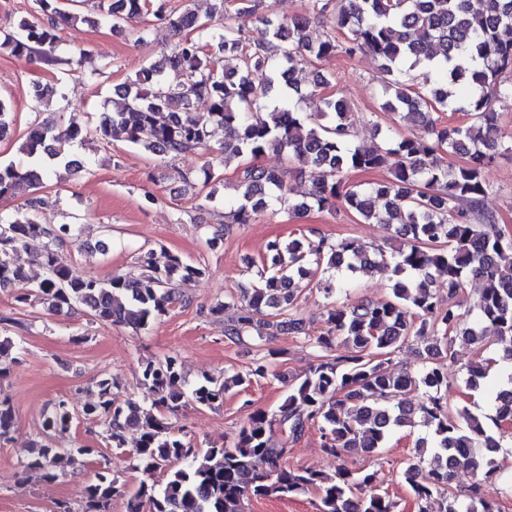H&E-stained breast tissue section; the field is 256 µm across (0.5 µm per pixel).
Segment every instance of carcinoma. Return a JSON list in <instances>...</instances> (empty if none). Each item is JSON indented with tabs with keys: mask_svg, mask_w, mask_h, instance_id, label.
Returning a JSON list of instances; mask_svg holds the SVG:
<instances>
[{
	"mask_svg": "<svg viewBox=\"0 0 512 512\" xmlns=\"http://www.w3.org/2000/svg\"><path fill=\"white\" fill-rule=\"evenodd\" d=\"M335 27L347 34L340 42L327 35L313 41L306 21L273 23L260 17L259 37L224 21V0L211 12L197 14L167 7L166 0H96L95 17L121 29L129 20L151 15L179 36L175 48L118 86L123 107L104 112L94 128L70 119L57 130L33 127L22 146L26 160L0 165V200L27 196L24 205L0 216V288H12L19 303L38 301L62 311L79 306L94 319L134 331L147 328L175 304H187L183 286L205 274L200 264L172 254L160 265L151 249L141 250L134 271L101 280L76 277L56 263L53 246L78 237L72 224L40 220L46 200L39 196L54 165L74 174L85 166L70 158L71 148L93 131L104 144L119 134L151 154L172 159L209 157L184 181L194 178L206 189L221 179V167L232 160L259 158L269 149L283 152L288 162L311 168L309 199L286 197L285 169L246 163L238 174V198L230 207L232 222L254 224L276 206L300 215L312 208L337 204L364 222L376 221L407 240L388 255L369 252L356 241H333L314 230L300 238L269 242L260 259L259 282L241 290L236 314L225 335L238 341L277 329L298 332L299 297L303 280L317 281L327 295L350 287L349 276L385 267L396 277L391 297L336 305L327 310L325 328L315 339L323 351L301 377L275 373L286 387L277 410L249 414L228 446L196 448L161 413L176 414L185 403L213 408L226 393L269 375L258 358L245 373L205 382L188 389L178 360L168 356L149 363L140 380L143 395L119 403L112 383L99 382L98 400L80 415L102 422L107 439L123 446L128 429L140 431L130 450L134 467L146 474L166 473L165 481L141 483L127 492L108 473L99 472L86 487L85 512H101L112 498L127 496L126 512H244V500L255 497L292 498L317 492L318 512H397L398 503L375 488L374 474L356 466L384 447L397 429L425 427L417 441L416 462L402 473L419 512H497L481 486L467 499L449 496L450 481L460 469L491 474L501 444L479 417L448 407V360L453 341L461 338L489 349L487 363L467 368V386L485 392L497 426L512 424V372L489 380L493 362L512 363V238L483 209L488 194L485 168L502 147L499 115L493 102L512 95V0H339ZM76 19L61 0H35L34 12L17 31L0 40V53L18 59L39 56L53 60L59 26ZM370 53L378 63L386 97L382 109L405 123L420 125L428 138H389V147L354 144L350 140V108L338 96L324 98V108L303 115L297 101L304 97L295 82L301 64L312 65L336 53ZM205 101L208 111H196ZM266 111L267 118L252 119ZM470 117L467 124L442 121L443 112ZM167 113L163 122L157 119ZM231 128L235 139L215 146L211 129ZM460 154L465 161L444 167L438 154ZM397 157L390 178L350 184V172H368ZM42 238L38 254L44 277L33 283L17 258L28 242ZM484 281L477 300L466 307L460 299L465 283ZM492 327L495 334H486ZM347 352H335L337 344ZM414 345L418 368L396 373L392 355ZM421 393L411 413L403 396ZM75 418L68 401L58 400L43 414L37 452L29 467L49 481L58 479L72 454L89 449L61 448L53 438L67 431ZM14 414L0 398V438L9 434ZM321 434L323 451L339 460L332 473L286 464L290 445L310 428ZM283 438L273 439L275 432ZM429 478L422 476V465Z\"/></svg>",
	"mask_w": 512,
	"mask_h": 512,
	"instance_id": "cac0c4a2",
	"label": "carcinoma"
}]
</instances>
